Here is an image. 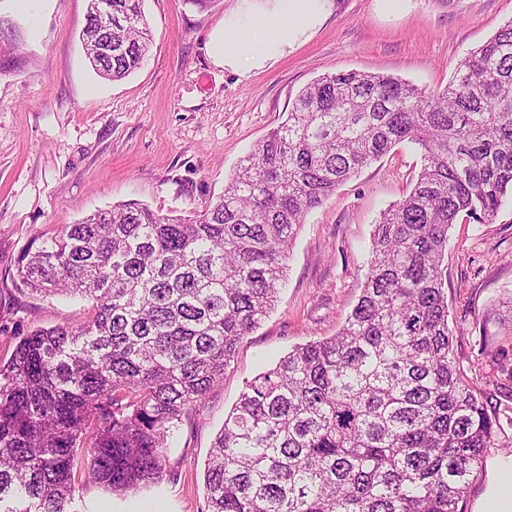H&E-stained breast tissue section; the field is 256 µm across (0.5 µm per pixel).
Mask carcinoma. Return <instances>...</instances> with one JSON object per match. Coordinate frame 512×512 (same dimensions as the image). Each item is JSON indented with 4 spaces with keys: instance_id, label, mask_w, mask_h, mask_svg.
Wrapping results in <instances>:
<instances>
[{
    "instance_id": "carcinoma-1",
    "label": "carcinoma",
    "mask_w": 512,
    "mask_h": 512,
    "mask_svg": "<svg viewBox=\"0 0 512 512\" xmlns=\"http://www.w3.org/2000/svg\"><path fill=\"white\" fill-rule=\"evenodd\" d=\"M143 0H112L118 80L152 42ZM423 161L381 214L346 324L246 383L212 445L210 512H464L498 403L454 356L442 263L463 214L495 219L512 190V21L448 85L324 74L239 163L203 213L138 202L26 248L16 285L80 296L93 315L37 328L0 363V512H70L73 469L116 495L162 483L170 432L278 299L305 215L396 144Z\"/></svg>"
}]
</instances>
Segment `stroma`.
<instances>
[{
    "mask_svg": "<svg viewBox=\"0 0 512 512\" xmlns=\"http://www.w3.org/2000/svg\"><path fill=\"white\" fill-rule=\"evenodd\" d=\"M88 0H0V360L37 327L93 314L78 297L15 286L38 236L112 205L198 214L226 178L286 120L305 85L325 73L389 74L443 88L469 51L512 20V0H323L314 29L280 57L224 66L211 39L250 28L273 0H144L153 46L124 79L100 78L80 33ZM421 152L401 142L309 212L292 244L275 308L167 444L162 484L119 496L74 468L75 512H209L204 470L246 382L295 346L330 337L358 301L375 224L413 188ZM454 354L468 376L512 407V196L493 223L457 220L443 262Z\"/></svg>",
    "mask_w": 512,
    "mask_h": 512,
    "instance_id": "stroma-1",
    "label": "stroma"
}]
</instances>
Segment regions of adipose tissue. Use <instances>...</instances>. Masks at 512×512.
<instances>
[{
  "mask_svg": "<svg viewBox=\"0 0 512 512\" xmlns=\"http://www.w3.org/2000/svg\"><path fill=\"white\" fill-rule=\"evenodd\" d=\"M275 14L258 18L251 58L261 63L282 55L318 22L321 0H278ZM474 512H512V456L497 460Z\"/></svg>",
  "mask_w": 512,
  "mask_h": 512,
  "instance_id": "ef3b65f1",
  "label": "adipose tissue"
}]
</instances>
